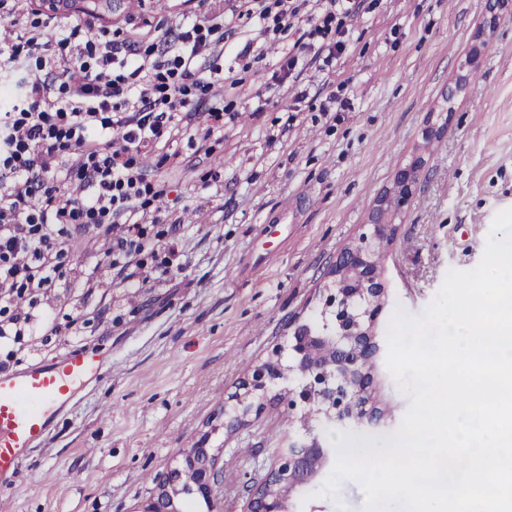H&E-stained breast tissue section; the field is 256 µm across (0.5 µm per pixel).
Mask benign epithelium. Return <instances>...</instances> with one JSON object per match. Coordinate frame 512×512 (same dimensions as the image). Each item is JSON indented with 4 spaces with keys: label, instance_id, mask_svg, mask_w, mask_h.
<instances>
[{
    "label": "benign epithelium",
    "instance_id": "obj_1",
    "mask_svg": "<svg viewBox=\"0 0 512 512\" xmlns=\"http://www.w3.org/2000/svg\"><path fill=\"white\" fill-rule=\"evenodd\" d=\"M93 2L41 0L42 8L54 15H69L76 4ZM507 16L512 17V0H487L486 21L479 37L488 42L494 40L501 20ZM425 166V156L418 152L396 171L392 185L377 200L364 231L339 254L333 280L322 292L320 315L325 327L308 321L296 323L288 336L293 364L282 367L281 348H276L272 357L256 366L251 377L239 385V391L231 394V399L240 403L249 397L264 399L289 371L299 376V382L284 394L288 411L315 404L338 427L351 423L362 426L379 420L377 410L368 401L374 375L362 367L364 361L381 353L375 327L387 306L386 286L374 254L380 241L395 237L397 219L412 202ZM333 454L334 450L323 443L314 429L301 423L298 437L275 451L266 479L251 490L245 512H292V506L275 489L286 484L291 494L307 485ZM184 471L192 472L193 480L182 487L179 482ZM223 478L217 455L200 443L181 453L156 493L133 512H180L178 497L197 495L211 500Z\"/></svg>",
    "mask_w": 512,
    "mask_h": 512
}]
</instances>
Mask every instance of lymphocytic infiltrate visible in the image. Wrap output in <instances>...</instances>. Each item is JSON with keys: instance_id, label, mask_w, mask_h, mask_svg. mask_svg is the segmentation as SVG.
I'll return each mask as SVG.
<instances>
[{"instance_id": "1", "label": "lymphocytic infiltrate", "mask_w": 512, "mask_h": 512, "mask_svg": "<svg viewBox=\"0 0 512 512\" xmlns=\"http://www.w3.org/2000/svg\"><path fill=\"white\" fill-rule=\"evenodd\" d=\"M225 0L230 21L195 20L149 45L118 41L77 24L46 37L39 19L0 36V77L17 76L22 93L0 113V339L35 323L15 299L54 288L82 237L106 225L117 278L143 287L141 256L174 237L178 225L148 235L164 194L146 159L161 142L207 141L224 130V93L239 78L215 80L212 34L235 40L242 24L277 35L304 22L321 37L296 40L273 78L298 79L309 55L337 58L350 46L346 21L366 0ZM207 102L199 114V102Z\"/></svg>"}]
</instances>
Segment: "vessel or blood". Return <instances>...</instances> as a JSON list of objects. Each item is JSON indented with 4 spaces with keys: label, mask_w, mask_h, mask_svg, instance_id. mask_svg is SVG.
<instances>
[{
    "label": "vessel or blood",
    "mask_w": 512,
    "mask_h": 512,
    "mask_svg": "<svg viewBox=\"0 0 512 512\" xmlns=\"http://www.w3.org/2000/svg\"><path fill=\"white\" fill-rule=\"evenodd\" d=\"M96 361L73 351L63 358L0 372V481L48 435L54 410L69 405L78 385L97 372Z\"/></svg>",
    "instance_id": "b4317fda"
}]
</instances>
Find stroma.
Wrapping results in <instances>:
<instances>
[{"label": "stroma", "instance_id": "stroma-1", "mask_svg": "<svg viewBox=\"0 0 512 512\" xmlns=\"http://www.w3.org/2000/svg\"><path fill=\"white\" fill-rule=\"evenodd\" d=\"M213 8L212 0H116L106 16L48 23L88 22L123 36L146 20L176 29ZM484 18L485 0H377L373 12L348 20L349 50L330 64L309 62L293 86L272 73L308 25L278 41L241 28L217 59L243 77L224 97L223 133L207 151L184 138L166 146L170 163L149 159L166 192L163 217L181 226L168 273L140 288L114 279L109 239L97 228L91 251L66 259L63 287L37 297L58 334L0 341L11 370L76 349L104 362L0 488V512H133L203 438L224 482L195 512H243L299 423L284 419L277 399L287 382L246 411L227 397L285 345L290 322L318 310L339 253L423 144V128L444 133L426 146L428 168L385 249L388 312L420 315L450 270L479 264L496 213L512 208V22L486 44ZM319 90L349 99L351 109L323 117ZM85 267L95 269L96 288L76 279ZM374 375L371 401L384 417L366 433L382 438L410 400L385 359ZM330 473H318L295 512H364L354 480L340 483L338 500L320 496Z\"/></svg>", "mask_w": 512, "mask_h": 512}]
</instances>
